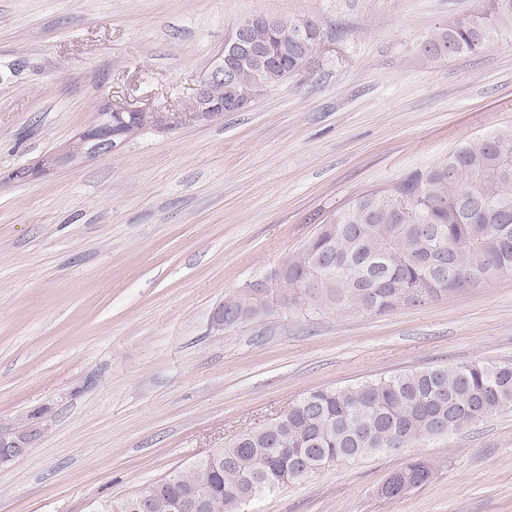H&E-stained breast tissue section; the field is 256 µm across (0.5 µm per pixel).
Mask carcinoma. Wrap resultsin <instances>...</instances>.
<instances>
[{
	"label": "carcinoma",
	"mask_w": 512,
	"mask_h": 512,
	"mask_svg": "<svg viewBox=\"0 0 512 512\" xmlns=\"http://www.w3.org/2000/svg\"><path fill=\"white\" fill-rule=\"evenodd\" d=\"M262 53L234 60L254 97L300 72L328 39L311 17L260 16ZM512 33V0L438 26L420 43L430 61L473 52ZM277 288L224 296V327L259 322L275 307H355L382 313L512 272V132L470 140L433 166L336 211L295 256ZM512 407V360L435 365L298 396L191 467L143 489L146 512L202 498L208 512H246L262 496L338 463L450 437ZM432 465L411 459L381 484L395 499L427 484Z\"/></svg>",
	"instance_id": "1"
}]
</instances>
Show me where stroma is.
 I'll use <instances>...</instances> for the list:
<instances>
[{
	"instance_id": "1",
	"label": "stroma",
	"mask_w": 512,
	"mask_h": 512,
	"mask_svg": "<svg viewBox=\"0 0 512 512\" xmlns=\"http://www.w3.org/2000/svg\"><path fill=\"white\" fill-rule=\"evenodd\" d=\"M479 0H0V512H94L223 447L300 394L512 359V273L384 313L281 309L215 331L359 195L512 130V36L426 61ZM313 16L328 41L243 112L147 128L42 168L117 101L171 113L228 31ZM432 480L377 489L408 457ZM257 512H512V408L402 454L330 467ZM42 434V428L36 421L27 422L24 430L17 434L11 432L7 435L0 434V458L1 462L11 461L22 454Z\"/></svg>"
}]
</instances>
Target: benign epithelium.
Masks as SVG:
<instances>
[{"instance_id": "1", "label": "benign epithelium", "mask_w": 512, "mask_h": 512, "mask_svg": "<svg viewBox=\"0 0 512 512\" xmlns=\"http://www.w3.org/2000/svg\"><path fill=\"white\" fill-rule=\"evenodd\" d=\"M253 28L254 24L249 21L238 23L228 32L224 44L243 55L253 53L256 45ZM217 83L224 84L225 94L222 99L210 96L211 86ZM252 101V92L240 87L234 72L224 67V53L221 52L199 85L196 111L190 113V118L205 121L219 112H242L250 107ZM163 124V117L150 110L131 109L108 103L100 107L96 123L84 133L82 141L88 151L101 154L107 152L112 142L126 140L146 127H161ZM41 434L42 428L33 420L27 422V426L19 434L1 433L0 460L7 462L21 456Z\"/></svg>"}]
</instances>
